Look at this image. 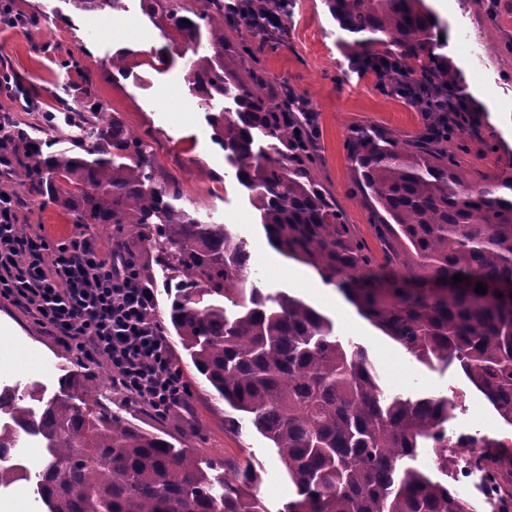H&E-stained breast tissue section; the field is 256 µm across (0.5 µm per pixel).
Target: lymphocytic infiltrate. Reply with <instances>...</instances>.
<instances>
[{
	"instance_id": "1",
	"label": "lymphocytic infiltrate",
	"mask_w": 512,
	"mask_h": 512,
	"mask_svg": "<svg viewBox=\"0 0 512 512\" xmlns=\"http://www.w3.org/2000/svg\"><path fill=\"white\" fill-rule=\"evenodd\" d=\"M15 190L0 195V300L30 315L79 360L105 363L112 382L166 417L189 389L155 317L156 297L122 243L79 231L53 242L24 232Z\"/></svg>"
}]
</instances>
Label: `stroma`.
<instances>
[{
    "label": "stroma",
    "instance_id": "35a3bbf8",
    "mask_svg": "<svg viewBox=\"0 0 512 512\" xmlns=\"http://www.w3.org/2000/svg\"><path fill=\"white\" fill-rule=\"evenodd\" d=\"M19 10L47 17L31 31L13 28L0 18V66H9L15 85L31 107L53 109L67 75L58 66L64 55L83 58L89 70V99L100 104L105 118L122 123L125 131L151 132L160 173L174 176L189 201L211 210L246 244L251 254L250 281L268 293L296 296L330 319L337 335L363 345L385 389L393 395L431 392L453 404L451 423L482 437L495 439L499 453L512 462V426L504 423L485 397L464 377L457 364L432 368L366 320L335 287L317 272L281 255L268 242L250 205L248 192L228 177L223 149L212 138L197 98L184 80L182 59L150 65L153 53L167 41L140 9L139 0H124L117 14H77L68 0H0ZM443 25L441 54L457 71L459 85L474 119L473 134L459 136L457 160L474 177L512 174V0H427ZM260 47L259 59L273 91L289 89L309 101L314 112L320 164L314 172L323 189L341 209L347 223L372 253L380 244L368 222V203L356 194L347 144L360 131L386 132L406 142L425 131L430 119L405 99L383 95L375 78L353 69L358 49L340 30L324 0H291L283 35L265 41L248 33ZM467 40L473 53L461 51ZM129 49L131 75L114 79L109 61L117 50ZM226 174L225 183L212 174ZM20 222L30 234L59 239L74 227L54 207L21 209ZM138 259L156 283V314L169 325L170 294L181 286L176 263L160 248L139 245ZM173 355L190 388L188 408L177 417L162 418L137 403L113 397L112 410L141 428L191 450L207 461L213 476L224 474L228 459L259 463L263 483L259 495L271 512L295 495L269 442L244 419L229 423L224 402L212 395L195 372L186 352L173 345ZM105 366L90 368L56 342L31 317L0 301V387L26 392L42 383L48 394L59 391L65 374H105Z\"/></svg>",
    "mask_w": 512,
    "mask_h": 512
}]
</instances>
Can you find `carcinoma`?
<instances>
[{
  "label": "carcinoma",
  "mask_w": 512,
  "mask_h": 512,
  "mask_svg": "<svg viewBox=\"0 0 512 512\" xmlns=\"http://www.w3.org/2000/svg\"><path fill=\"white\" fill-rule=\"evenodd\" d=\"M78 12L122 9L123 0H69ZM339 28L376 66L394 60L412 77L404 96L426 112L440 92L456 97L457 76L435 49L441 31L425 0H326ZM142 12L184 59L185 80L206 112L234 178L248 191L270 245L316 270L367 320L417 361L457 363L468 382L512 425V175L475 181L448 142L463 130L440 112L405 146L359 133L348 149L354 186L371 201L370 224L383 262L346 222L310 172L315 137L287 101L264 93L258 49L239 35L245 77L224 69V0H140ZM58 110L78 127L69 145L43 152L8 125L0 143L12 152L13 183L30 206L53 205L71 224L111 227L159 245L193 288H178L170 325L194 367L272 448L295 497L281 512H476L448 486L447 397L389 396L367 350L342 341L333 324L285 291L248 283L244 242L186 204L174 180L159 179L149 140L115 121L92 120L81 97ZM460 274L463 282L454 283ZM487 286L478 294L477 283ZM48 400L27 391L39 410L0 389V449L37 437L42 463L33 475L47 512H270L250 460L212 479L192 452L145 433L104 402L95 375L60 379ZM430 451L434 469L416 465ZM490 470L498 503L512 499V465ZM0 466V487L28 480Z\"/></svg>",
  "instance_id": "carcinoma-1"
}]
</instances>
